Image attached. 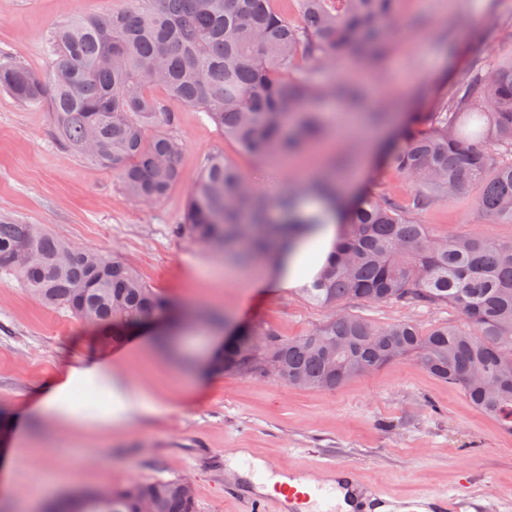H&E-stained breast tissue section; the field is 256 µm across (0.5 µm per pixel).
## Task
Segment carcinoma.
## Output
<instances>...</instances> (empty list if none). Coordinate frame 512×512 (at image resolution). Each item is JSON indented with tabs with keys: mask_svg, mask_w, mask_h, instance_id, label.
Returning <instances> with one entry per match:
<instances>
[{
	"mask_svg": "<svg viewBox=\"0 0 512 512\" xmlns=\"http://www.w3.org/2000/svg\"><path fill=\"white\" fill-rule=\"evenodd\" d=\"M294 26L273 0H128L105 16H77L50 36L49 69L0 61V89L43 106L64 143L109 167L137 204L163 201L183 179L184 143L172 133L167 98L201 109L226 138L257 158L287 157L320 139L307 104L326 94L356 97L341 81L317 87L290 80L301 62H334L381 49L406 30L395 0H297ZM387 166L416 186L402 202L366 193L336 198L328 174L274 194L215 153L190 190L175 226L186 240L246 267L270 258L273 240L300 224H337L333 260L309 286L308 303L414 302L452 306L462 322L421 330L412 322L378 324L339 313L309 332L284 337L253 323L239 327L205 367L208 375L262 376L254 357H273L288 384L333 389L346 380L414 357L459 388L512 433V240L438 235L415 216L436 201L471 198L496 223L512 224V60L461 71L430 112H410L385 148ZM318 201L324 210L306 212ZM35 299L69 311L104 343L129 329L169 320L163 347L186 306L148 285L121 260L86 249L41 224L0 214V275ZM195 318L224 328V314ZM40 512H197L183 478L80 490Z\"/></svg>",
	"mask_w": 512,
	"mask_h": 512,
	"instance_id": "1",
	"label": "carcinoma"
}]
</instances>
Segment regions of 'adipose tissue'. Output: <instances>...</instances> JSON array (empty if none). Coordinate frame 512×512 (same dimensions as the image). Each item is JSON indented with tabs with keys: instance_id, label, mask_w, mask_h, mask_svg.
I'll list each match as a JSON object with an SVG mask.
<instances>
[{
	"instance_id": "ef3b65f1",
	"label": "adipose tissue",
	"mask_w": 512,
	"mask_h": 512,
	"mask_svg": "<svg viewBox=\"0 0 512 512\" xmlns=\"http://www.w3.org/2000/svg\"><path fill=\"white\" fill-rule=\"evenodd\" d=\"M336 231L332 223L302 228L295 235L290 251L286 252L282 266L264 268L259 276L250 280V287L269 291L311 283L333 255ZM90 389L104 390L108 396V405L98 416L103 425L118 426L136 416L161 415L167 411L165 404L153 400L142 388L114 372L111 363L90 358L81 365L66 368L61 380L48 393L16 415L10 433L18 434L36 415L50 420L73 419L75 393Z\"/></svg>"
}]
</instances>
